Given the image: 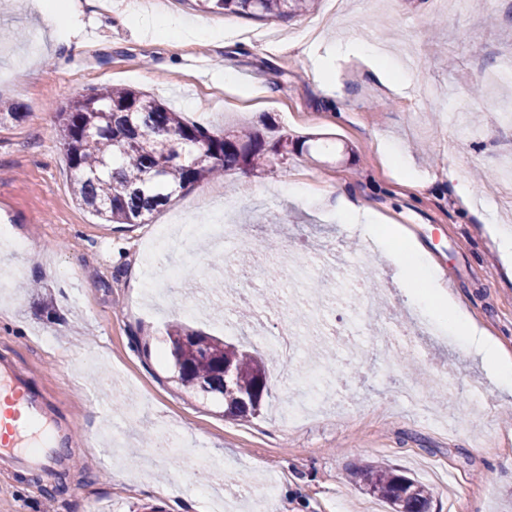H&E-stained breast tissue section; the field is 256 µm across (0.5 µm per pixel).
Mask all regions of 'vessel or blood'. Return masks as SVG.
Returning a JSON list of instances; mask_svg holds the SVG:
<instances>
[{
	"mask_svg": "<svg viewBox=\"0 0 512 512\" xmlns=\"http://www.w3.org/2000/svg\"><path fill=\"white\" fill-rule=\"evenodd\" d=\"M55 438L43 399L0 359V463L20 469L60 464Z\"/></svg>",
	"mask_w": 512,
	"mask_h": 512,
	"instance_id": "b4317fda",
	"label": "vessel or blood"
}]
</instances>
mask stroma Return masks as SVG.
Returning <instances> with one entry per match:
<instances>
[{
  "label": "stroma",
  "instance_id": "35a3bbf8",
  "mask_svg": "<svg viewBox=\"0 0 512 512\" xmlns=\"http://www.w3.org/2000/svg\"><path fill=\"white\" fill-rule=\"evenodd\" d=\"M74 2L73 27L54 31L37 0H0V102L27 110L0 122V227L27 245L17 255L0 243V275L12 284L0 303V356L50 400L61 423L79 422L58 439L76 451L61 476L0 473V512H142L146 504L163 512H367L374 498L349 476L372 464L434 488L431 512H448L454 484L466 494L464 512H512V397L475 344L437 324L422 333L399 242L377 238L366 274L385 293V316L414 335L406 360L382 357L381 339L359 320L355 335H330L348 314L345 302L316 308L310 285L268 274L266 262L292 243L302 260L335 246L316 278L342 290L344 274L327 276V268L358 259L360 243L374 236L367 225L337 222V198L349 195L422 242L474 321L512 352V278L495 240L500 225H512V181L500 175L512 159V127L501 118L512 77L498 86L485 79L512 53V0L464 8L457 0H317L289 19L207 15L224 29L220 38L147 36L102 0ZM339 38L378 42L397 57L414 43L409 86L391 91L357 59L326 56L325 45ZM318 63L339 81V95L315 82ZM228 69L234 82L224 80ZM104 84L149 93L214 132L248 125L269 145L283 133L317 137L334 142L336 155L295 151L274 170L235 169L177 191L146 223L103 224L72 193L56 111ZM477 87L485 98L456 112ZM385 141L412 158L413 177L392 165ZM290 182L320 194V203L281 193ZM229 190L241 226L231 247L254 268L241 286L260 305L279 298L265 340L300 313H320L321 342L301 337L288 362L265 340L225 333V321L239 315L215 287L220 247L176 235L142 254L157 225L179 212L188 223L210 220ZM464 192L472 207L462 205ZM177 325L260 352L268 394L257 414H225L223 401L178 384L169 341ZM313 358L349 412L325 404L288 422L284 409L308 392ZM428 367L463 400L471 379H481L476 404L455 415L412 404L402 384ZM107 427L124 437V464L100 437ZM147 427L171 432L166 459L154 460L141 437ZM215 463L233 484L205 479ZM435 466L451 485L434 481Z\"/></svg>",
  "mask_w": 512,
  "mask_h": 512
}]
</instances>
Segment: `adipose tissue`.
<instances>
[{
	"instance_id": "ef3b65f1",
	"label": "adipose tissue",
	"mask_w": 512,
	"mask_h": 512,
	"mask_svg": "<svg viewBox=\"0 0 512 512\" xmlns=\"http://www.w3.org/2000/svg\"><path fill=\"white\" fill-rule=\"evenodd\" d=\"M123 17L142 33L153 36L163 32L176 35L190 33L200 36L209 34L211 31L206 23L191 24L181 16L163 11L148 12L133 5L127 7ZM328 52L338 58L352 55L359 57L391 90H400L410 81L408 72L388 65L385 52L379 45L339 40L330 44ZM409 252L418 273V280L422 284L421 290L413 294L415 303L432 319L446 326L451 335L466 341H476L483 362L494 368L500 376L503 387L511 390L512 354L508 353L498 338L480 329L461 307L445 281L428 262L426 252L419 242H410Z\"/></svg>"
}]
</instances>
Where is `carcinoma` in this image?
I'll use <instances>...</instances> for the list:
<instances>
[{"mask_svg":"<svg viewBox=\"0 0 512 512\" xmlns=\"http://www.w3.org/2000/svg\"><path fill=\"white\" fill-rule=\"evenodd\" d=\"M315 0H198L201 10L257 19L288 18L310 11ZM61 145L73 173L76 201L108 224H144L172 195L240 167H264L271 156L303 147L286 134L266 148L246 128L214 135L188 123L151 95L128 86L93 88L57 111ZM180 383L219 395L230 412L259 409L268 393L265 366L257 354L218 336L178 327L170 334ZM231 366L224 374L222 362ZM363 489L382 498L392 512H429L434 490L382 465L354 474Z\"/></svg>","mask_w":512,"mask_h":512,"instance_id":"1","label":"carcinoma"}]
</instances>
